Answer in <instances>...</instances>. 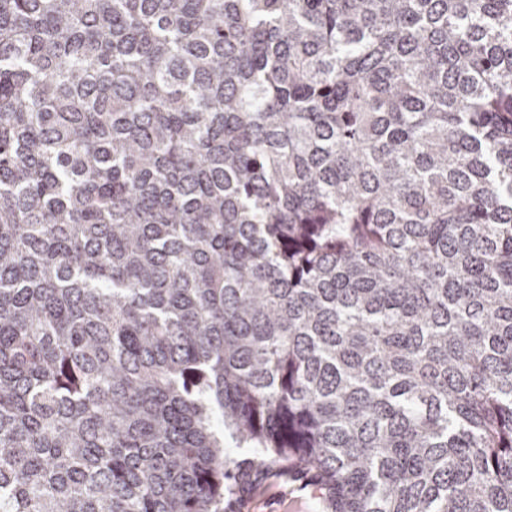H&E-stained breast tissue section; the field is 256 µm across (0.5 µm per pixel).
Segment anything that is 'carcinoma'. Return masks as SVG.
Listing matches in <instances>:
<instances>
[{
  "instance_id": "carcinoma-1",
  "label": "carcinoma",
  "mask_w": 512,
  "mask_h": 512,
  "mask_svg": "<svg viewBox=\"0 0 512 512\" xmlns=\"http://www.w3.org/2000/svg\"><path fill=\"white\" fill-rule=\"evenodd\" d=\"M284 468L512 512V0H0V512Z\"/></svg>"
}]
</instances>
